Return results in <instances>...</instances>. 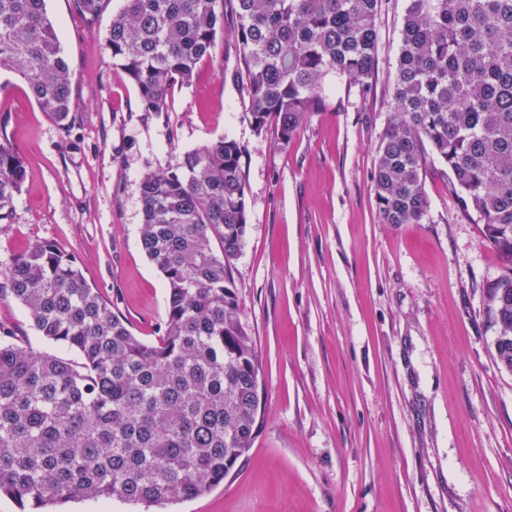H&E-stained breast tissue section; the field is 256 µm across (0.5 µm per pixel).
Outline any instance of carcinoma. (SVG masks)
Listing matches in <instances>:
<instances>
[{"instance_id": "carcinoma-1", "label": "carcinoma", "mask_w": 512, "mask_h": 512, "mask_svg": "<svg viewBox=\"0 0 512 512\" xmlns=\"http://www.w3.org/2000/svg\"><path fill=\"white\" fill-rule=\"evenodd\" d=\"M94 19L103 0H73ZM237 18L245 116L286 145L326 106L334 74L367 97L382 0H124L107 48L160 112L211 55L224 8ZM0 69L17 73L62 130L70 67L46 0H0ZM387 126L371 172L385 224L427 217L428 158L448 193L505 258L487 284L494 359L512 372V0H408ZM224 136L144 174L140 243L161 273L167 310L152 343L136 336L57 244L42 241L6 272L41 336L79 359L36 353L0 324V495L22 512L71 499L166 505L203 496L252 448L260 366L231 279L248 229L244 158ZM26 179L0 126V223Z\"/></svg>"}]
</instances>
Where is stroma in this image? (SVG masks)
<instances>
[{
	"mask_svg": "<svg viewBox=\"0 0 512 512\" xmlns=\"http://www.w3.org/2000/svg\"><path fill=\"white\" fill-rule=\"evenodd\" d=\"M122 5L104 0L89 22L73 0L46 2L72 72L70 131L0 70V120L27 171L0 224V321L68 357L3 289L15 258L51 241L155 341L166 290L140 245V179L232 137L248 149L250 204L234 286L262 405L224 483L169 512H512V372L493 358L485 294L505 261L459 216L441 167L423 223L384 224L376 209L371 170L407 0H384L377 18L374 94L329 79L325 109L285 146L244 115L230 13L192 81L163 111H142L106 45Z\"/></svg>",
	"mask_w": 512,
	"mask_h": 512,
	"instance_id": "obj_1",
	"label": "stroma"
}]
</instances>
